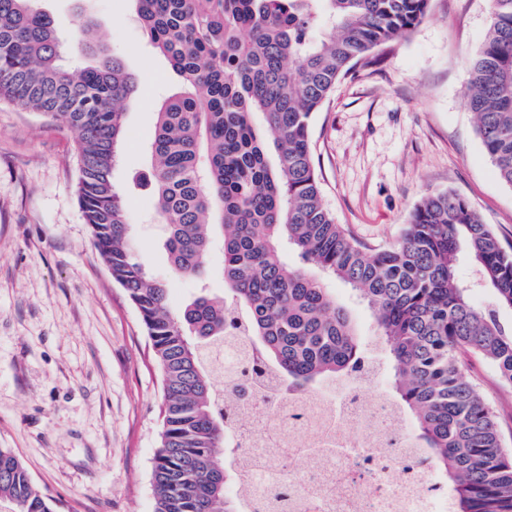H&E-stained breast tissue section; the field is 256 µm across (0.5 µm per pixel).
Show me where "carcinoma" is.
<instances>
[{"mask_svg":"<svg viewBox=\"0 0 512 512\" xmlns=\"http://www.w3.org/2000/svg\"><path fill=\"white\" fill-rule=\"evenodd\" d=\"M37 0H0V100L41 112L76 139L77 201L91 242L125 289L161 371L154 512H254L239 480L231 396L249 402L263 368L291 395L333 392L374 359L344 305L349 287L388 350V396L452 492L450 512H512V451L468 373L479 356L512 386V252L452 190L425 195L399 240L367 248L325 206L310 128L336 83L376 47L413 31L430 0H135L147 43L180 89L158 112L150 162L132 175L165 228L172 276H199L221 230L224 292L206 286L177 311L136 254L113 172L137 77L80 21L71 46ZM83 59L65 68L67 49ZM466 104L501 181L512 186V0H490L489 32L469 60ZM293 251L290 266L283 254ZM468 258L478 306L459 277ZM240 336L262 360L213 383L211 353ZM0 512H51L20 459L0 449Z\"/></svg>","mask_w":512,"mask_h":512,"instance_id":"1","label":"carcinoma"}]
</instances>
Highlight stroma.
<instances>
[{
  "label": "stroma",
  "mask_w": 512,
  "mask_h": 512,
  "mask_svg": "<svg viewBox=\"0 0 512 512\" xmlns=\"http://www.w3.org/2000/svg\"><path fill=\"white\" fill-rule=\"evenodd\" d=\"M63 38L94 21L139 90L125 114L114 178L137 254L169 280L171 306L198 283L174 279L164 226L128 181L180 81L147 46L132 0H39ZM489 0H430L409 35L374 49L341 80L311 129L325 205L369 246L393 242L420 199L453 190L512 246V187L497 176L464 103L467 60L484 43ZM75 136L0 102V448L11 450L53 512H154L162 379L139 314L91 245L76 199ZM470 372L512 449V387L485 361Z\"/></svg>",
  "instance_id": "stroma-1"
}]
</instances>
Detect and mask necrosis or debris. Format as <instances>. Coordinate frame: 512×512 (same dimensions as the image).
Masks as SVG:
<instances>
[{
	"label": "necrosis or debris",
	"instance_id": "necrosis-or-debris-1",
	"mask_svg": "<svg viewBox=\"0 0 512 512\" xmlns=\"http://www.w3.org/2000/svg\"><path fill=\"white\" fill-rule=\"evenodd\" d=\"M247 409L236 436L243 477L236 495L266 503V512H448V493L413 454L389 400L360 384L340 394L290 399L277 424Z\"/></svg>",
	"mask_w": 512,
	"mask_h": 512
}]
</instances>
